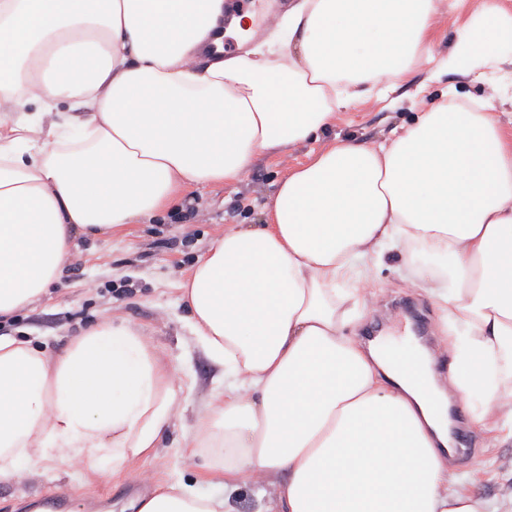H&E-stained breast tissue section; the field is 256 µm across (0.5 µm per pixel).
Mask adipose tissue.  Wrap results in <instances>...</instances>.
I'll list each match as a JSON object with an SVG mask.
<instances>
[{"label": "adipose tissue", "mask_w": 512, "mask_h": 512, "mask_svg": "<svg viewBox=\"0 0 512 512\" xmlns=\"http://www.w3.org/2000/svg\"><path fill=\"white\" fill-rule=\"evenodd\" d=\"M225 0H0V317L46 295L76 235L138 223L181 186L239 180L259 154L317 141L337 112L429 49L437 0H292L266 45L224 57ZM512 14L456 31L442 68H496ZM80 117L57 122L59 104ZM262 222L216 235L182 283L224 364L190 456L220 496L157 486L138 512H512L468 490L438 448L445 398L345 332L392 244L447 324L467 329L455 393L512 433V138L495 106L443 102L390 144L332 142L280 180ZM349 291H340V284ZM180 404L156 346L120 317L54 355L0 338V483L54 459L104 477L154 454Z\"/></svg>", "instance_id": "adipose-tissue-1"}]
</instances>
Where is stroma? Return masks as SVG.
<instances>
[{
  "label": "stroma",
  "mask_w": 512,
  "mask_h": 512,
  "mask_svg": "<svg viewBox=\"0 0 512 512\" xmlns=\"http://www.w3.org/2000/svg\"><path fill=\"white\" fill-rule=\"evenodd\" d=\"M484 0H440L443 22L430 34L432 56L404 79L391 82L386 96H373L338 113L336 136L340 140L379 143L411 124L417 101L438 103L448 99L477 106L489 84H497L495 101L503 109L502 130L512 136V65L470 74L438 66L455 42L456 30L474 21ZM321 141L289 147L275 155L256 156L243 178L235 183L191 184L181 190L182 205L165 207L142 224H128L97 238L76 236L75 247L59 282L44 297L8 319L0 320V337L32 341L54 354L107 309L120 312L157 346L162 364L175 374V388L185 408L162 437L159 448L142 467L123 469L105 479L81 481L64 473L55 460L39 461L29 479L20 485L0 484V512H31L43 496L62 493L67 512H137L135 503L150 494L139 482V469L149 470L155 482L184 481L201 484L203 492L220 493V486L202 484L206 468L202 458L186 459L184 438L193 430L213 392L224 387V366L215 361L195 336L189 309L180 301V285L218 231L228 224H257L260 208L277 182L306 162L310 151L328 146ZM426 254L404 260L399 251H387L370 269L374 288L361 321L347 326V334L363 335L367 325L382 317L389 302L413 298L425 311L442 358L436 364L437 382L448 387L447 371L454 366L448 349L451 335L437 305L411 285L417 270L427 268ZM97 281L99 290L87 291L84 283ZM481 466L466 458L449 460L469 488L487 499L512 488V441L493 443L492 432L472 429Z\"/></svg>",
  "instance_id": "35a3bbf8"
}]
</instances>
